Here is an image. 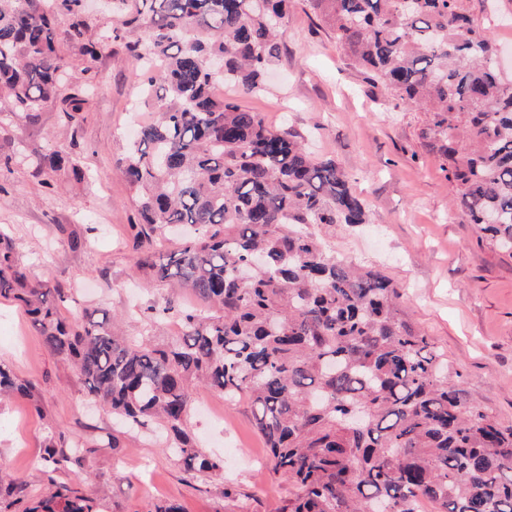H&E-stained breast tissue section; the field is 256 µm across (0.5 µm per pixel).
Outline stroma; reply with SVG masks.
Segmentation results:
<instances>
[{"instance_id":"obj_1","label":"stroma","mask_w":512,"mask_h":512,"mask_svg":"<svg viewBox=\"0 0 512 512\" xmlns=\"http://www.w3.org/2000/svg\"><path fill=\"white\" fill-rule=\"evenodd\" d=\"M474 11L489 39L512 42V0H476ZM81 18L83 41H61L59 50L69 66L65 82L85 69L92 75L83 112L68 119L54 100L28 120L0 99V232L30 281L61 291L62 314L82 323L119 315L124 335L135 337L167 293L146 284L138 268L130 229L137 198L121 172L126 141L151 114L141 94L145 75L128 50L142 32L94 0H85ZM284 29L264 89L242 96L228 85L225 97L274 128L300 133L316 155L345 170L368 221L336 225L326 237L333 254L387 275L404 317L460 372L470 399L512 425V258L460 223L440 161L418 137L423 113L396 106L366 81L307 0H296ZM90 46L96 56L87 54ZM57 152L76 156L90 178L51 167ZM0 363L31 386L30 397L0 401V482L25 480L27 499L46 491L38 468L52 433L85 449L57 480L81 482L101 512H154L162 501L182 512H276L290 494L271 470L246 403L196 387L188 431L224 460L223 475L196 480L152 428L117 433L111 409L13 300H0Z\"/></svg>"}]
</instances>
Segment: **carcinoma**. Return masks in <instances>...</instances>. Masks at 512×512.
I'll return each instance as SVG.
<instances>
[{
	"label": "carcinoma",
	"mask_w": 512,
	"mask_h": 512,
	"mask_svg": "<svg viewBox=\"0 0 512 512\" xmlns=\"http://www.w3.org/2000/svg\"><path fill=\"white\" fill-rule=\"evenodd\" d=\"M124 25L142 63L152 116L124 159L140 222L131 225L147 282L185 288L208 314L155 302L153 323L176 312L182 332L159 346L126 339L102 319L73 328L42 284L29 281L0 234V298L22 303L48 348L130 427L172 437L191 475L216 474L186 432L194 386L246 397L274 473L293 487L280 512H512V426L471 401L428 336L402 315L393 281L330 253L322 233L364 224L365 201L331 158L214 92L262 90L279 58L291 0H141ZM336 42L396 101L424 113L420 137L441 158L461 222L512 254V80L473 0H307ZM82 0H0V93L32 115L58 96L83 111L87 83L64 87L58 32ZM181 243L163 245L169 228ZM31 385L0 364V393ZM59 470L77 448L53 436ZM22 509L0 484V512H98L78 484Z\"/></svg>",
	"instance_id": "carcinoma-1"
}]
</instances>
